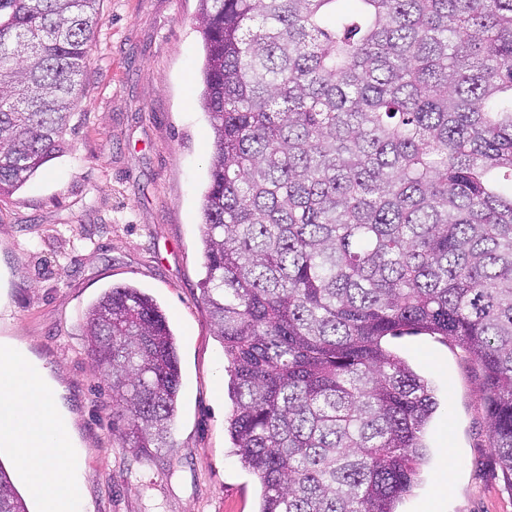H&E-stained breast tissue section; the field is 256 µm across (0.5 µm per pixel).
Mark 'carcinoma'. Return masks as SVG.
<instances>
[{
    "label": "carcinoma",
    "instance_id": "cac0c4a2",
    "mask_svg": "<svg viewBox=\"0 0 512 512\" xmlns=\"http://www.w3.org/2000/svg\"><path fill=\"white\" fill-rule=\"evenodd\" d=\"M99 0H0V197L63 153ZM199 0L201 283L257 512H397L438 409L387 344L455 340L512 490V0ZM112 435L170 447L177 337L129 285L87 313ZM0 512H29L0 466Z\"/></svg>",
    "mask_w": 512,
    "mask_h": 512
}]
</instances>
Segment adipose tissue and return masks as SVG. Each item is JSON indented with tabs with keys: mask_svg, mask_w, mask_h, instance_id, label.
<instances>
[{
	"mask_svg": "<svg viewBox=\"0 0 512 512\" xmlns=\"http://www.w3.org/2000/svg\"><path fill=\"white\" fill-rule=\"evenodd\" d=\"M14 449L41 512H85L82 466L71 448L70 420L42 369L0 341V444Z\"/></svg>",
	"mask_w": 512,
	"mask_h": 512,
	"instance_id": "adipose-tissue-1",
	"label": "adipose tissue"
}]
</instances>
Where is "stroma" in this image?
I'll list each match as a JSON object with an SVG mask.
<instances>
[{
    "label": "stroma",
    "instance_id": "1",
    "mask_svg": "<svg viewBox=\"0 0 512 512\" xmlns=\"http://www.w3.org/2000/svg\"><path fill=\"white\" fill-rule=\"evenodd\" d=\"M198 9V0H100L66 152L0 197V337L56 380L88 512L257 509L258 481L225 431L228 362L199 287L212 132ZM127 284L156 298L179 338L172 445L148 459L114 441L112 401L84 348L89 305ZM389 345L439 402L421 478L399 512H512L487 446L479 367L439 336Z\"/></svg>",
    "mask_w": 512,
    "mask_h": 512
}]
</instances>
